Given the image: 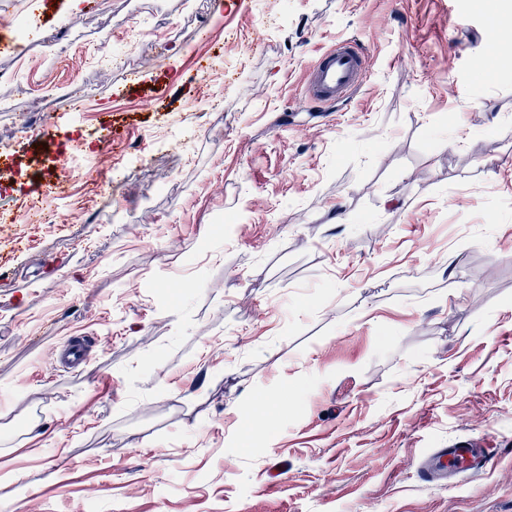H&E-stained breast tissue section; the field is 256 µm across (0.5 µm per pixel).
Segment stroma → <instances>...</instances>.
Instances as JSON below:
<instances>
[{
  "label": "stroma",
  "instance_id": "stroma-1",
  "mask_svg": "<svg viewBox=\"0 0 512 512\" xmlns=\"http://www.w3.org/2000/svg\"><path fill=\"white\" fill-rule=\"evenodd\" d=\"M68 8L0 0V512H512V0ZM367 57L355 39L340 42L322 53L308 74V98L319 103H332L353 93L361 84ZM51 358L60 366L75 369L88 362L87 347L82 338H73L60 349L52 350ZM494 456L492 448H436L419 463L418 469L427 480L435 482L463 471H481L493 462Z\"/></svg>",
  "mask_w": 512,
  "mask_h": 512
}]
</instances>
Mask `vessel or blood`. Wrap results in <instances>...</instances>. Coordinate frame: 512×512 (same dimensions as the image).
Instances as JSON below:
<instances>
[{"instance_id":"obj_1","label":"vessel or blood","mask_w":512,"mask_h":512,"mask_svg":"<svg viewBox=\"0 0 512 512\" xmlns=\"http://www.w3.org/2000/svg\"><path fill=\"white\" fill-rule=\"evenodd\" d=\"M366 62V52L360 50L353 39L325 51L315 59L308 74L309 99L331 103L353 93L361 84ZM51 357L59 365L75 369L87 363V347L83 339L73 338L61 348L52 350ZM493 460V449L458 445L434 449L418 468L427 480L436 481L463 471H481Z\"/></svg>"}]
</instances>
